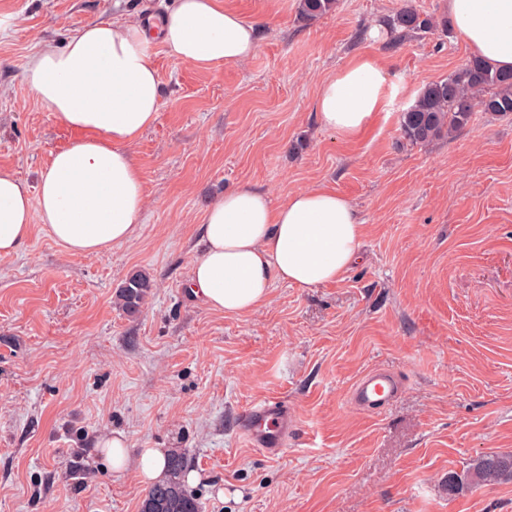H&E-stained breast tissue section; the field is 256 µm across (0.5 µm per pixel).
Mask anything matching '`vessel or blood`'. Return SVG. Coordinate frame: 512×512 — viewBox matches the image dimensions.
<instances>
[{
	"label": "vessel or blood",
	"instance_id": "b4317fda",
	"mask_svg": "<svg viewBox=\"0 0 512 512\" xmlns=\"http://www.w3.org/2000/svg\"><path fill=\"white\" fill-rule=\"evenodd\" d=\"M403 388L401 379L385 370L374 369L352 387L350 400L363 412L375 413L392 405ZM237 427L250 447L268 457L279 456L288 443L292 418L279 400H268L238 412Z\"/></svg>",
	"mask_w": 512,
	"mask_h": 512
}]
</instances>
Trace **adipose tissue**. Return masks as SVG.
Returning <instances> with one entry per match:
<instances>
[{
	"instance_id": "1",
	"label": "adipose tissue",
	"mask_w": 512,
	"mask_h": 512,
	"mask_svg": "<svg viewBox=\"0 0 512 512\" xmlns=\"http://www.w3.org/2000/svg\"><path fill=\"white\" fill-rule=\"evenodd\" d=\"M458 38L494 67L512 70V0H448ZM259 28L222 0H177L155 27L97 21L64 47L42 45L24 78L43 111L76 137L56 151L29 190L0 168V257L16 254L40 222L68 254H100L130 240L145 202L131 145L157 117L161 75L151 50L200 67L250 58ZM380 62L363 57L322 86L320 124L347 138L361 134L386 100ZM364 227L352 203L336 190H298L278 206L250 185L211 204L200 227V254L189 290L211 309L241 315L262 306L274 282L315 288L349 270ZM105 468L120 472L136 460L144 484L166 474L167 451L130 454L122 433L98 443Z\"/></svg>"
}]
</instances>
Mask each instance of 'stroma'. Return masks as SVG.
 Here are the masks:
<instances>
[{"instance_id": "1", "label": "stroma", "mask_w": 512, "mask_h": 512, "mask_svg": "<svg viewBox=\"0 0 512 512\" xmlns=\"http://www.w3.org/2000/svg\"><path fill=\"white\" fill-rule=\"evenodd\" d=\"M176 0H0V167L36 188L74 138L30 93L43 43L88 23L141 25ZM257 23L254 55L202 68L152 51L155 123L131 145L146 204L134 237L72 256L34 224L0 257V512H139L135 466L94 444L185 452L201 512H512V481L448 498L439 481L482 454H512V115L475 113L452 137L404 140L401 112L472 58L453 28L409 34L404 7L444 21L448 0H338L301 20L297 0H224ZM362 55L387 74L388 105L358 138L322 128L325 80ZM250 183L273 205L325 185L365 224L359 260L315 288L274 283L242 315L188 289L199 226ZM156 288L141 313L113 303L132 269ZM384 368L405 388L377 414L348 402ZM284 402L294 431L270 458L236 414ZM89 472L65 476L73 453ZM95 448H99V456L105 468L112 472L123 471L130 460L129 448L122 433H114L100 440Z\"/></svg>"}]
</instances>
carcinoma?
<instances>
[{
  "instance_id": "1",
  "label": "carcinoma",
  "mask_w": 512,
  "mask_h": 512,
  "mask_svg": "<svg viewBox=\"0 0 512 512\" xmlns=\"http://www.w3.org/2000/svg\"><path fill=\"white\" fill-rule=\"evenodd\" d=\"M336 2L299 0L298 12L306 20H316L335 9ZM438 25L437 20L423 18L406 7L394 18L391 28L410 33ZM475 112L512 114V72L499 71L477 56L447 78L424 86L414 103L401 113L399 128L407 142L423 144L460 131ZM155 288L156 281L149 272L133 270L118 287L115 302L123 313L134 316ZM188 466L181 451H172L167 458L168 479L145 493L140 512H200L197 498L183 484ZM505 480H512V454H483L471 459L462 472H449L440 483L443 492L453 498L466 489Z\"/></svg>"
}]
</instances>
